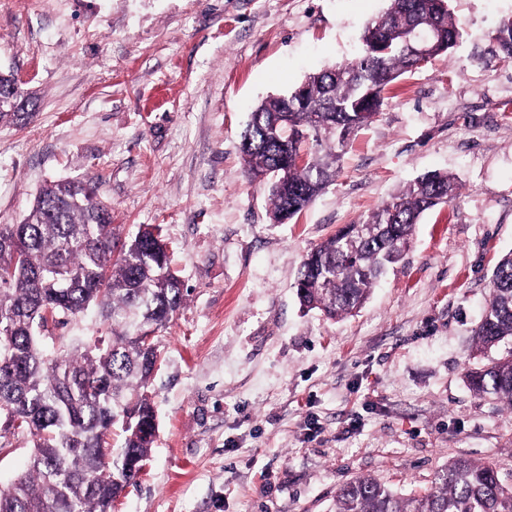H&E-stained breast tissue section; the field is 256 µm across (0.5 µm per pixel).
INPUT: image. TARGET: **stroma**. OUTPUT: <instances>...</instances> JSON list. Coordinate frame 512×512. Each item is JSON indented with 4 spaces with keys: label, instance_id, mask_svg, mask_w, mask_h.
Returning a JSON list of instances; mask_svg holds the SVG:
<instances>
[{
    "label": "stroma",
    "instance_id": "obj_1",
    "mask_svg": "<svg viewBox=\"0 0 512 512\" xmlns=\"http://www.w3.org/2000/svg\"><path fill=\"white\" fill-rule=\"evenodd\" d=\"M390 0H0V224L49 180H93L126 232L160 226L189 290L151 384L150 462L113 512H332L350 479L402 494L464 456L512 472V410L470 389L474 330L512 251V0H448L462 38L403 77L335 181L271 223L244 172L253 109L352 61ZM456 177L353 315L304 311L305 255L407 183ZM498 56L504 62H512V17L504 19L496 32ZM0 94L1 95H13L15 98L11 96H1L0 97V104L1 102L8 104L11 107H14L15 109L18 107L17 99L24 100L25 103H28L29 97L27 94H25L24 90L21 88V86L14 85L12 74L10 72L8 73H2L0 72Z\"/></svg>",
    "mask_w": 512,
    "mask_h": 512
}]
</instances>
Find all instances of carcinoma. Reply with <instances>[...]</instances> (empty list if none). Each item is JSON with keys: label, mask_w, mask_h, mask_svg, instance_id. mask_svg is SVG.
Returning a JSON list of instances; mask_svg holds the SVG:
<instances>
[{"label": "carcinoma", "mask_w": 512, "mask_h": 512, "mask_svg": "<svg viewBox=\"0 0 512 512\" xmlns=\"http://www.w3.org/2000/svg\"><path fill=\"white\" fill-rule=\"evenodd\" d=\"M444 3L391 0L366 26L354 60L309 75L251 113L244 172L264 184L272 222L291 220L316 200L351 137L418 69L416 30L432 32L429 61L457 44L461 28ZM495 41L500 60L512 62V17ZM0 94L29 100L9 72H0ZM456 190L453 176L427 174L312 249L296 282L301 307L329 318L359 309L403 257L422 214L452 201ZM185 296L159 228L124 235L90 183L51 181L20 223L0 224V448L19 434L33 442L29 469L0 488V512H112L137 483L157 431L150 385L162 332ZM93 316L111 323L110 335L65 342L54 333ZM474 343L500 353L469 371L472 391L512 409L511 252L493 270ZM510 479L493 463L459 457L418 494L356 477L337 491L335 512H512Z\"/></svg>", "instance_id": "1"}]
</instances>
